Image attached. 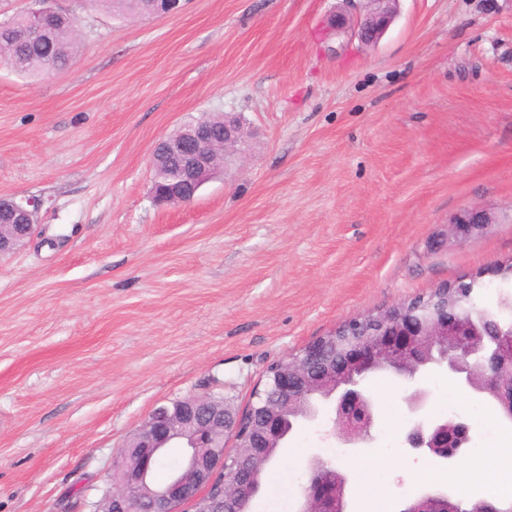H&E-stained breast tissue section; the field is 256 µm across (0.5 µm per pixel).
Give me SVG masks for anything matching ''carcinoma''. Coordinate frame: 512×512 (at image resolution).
<instances>
[{
    "instance_id": "cac0c4a2",
    "label": "carcinoma",
    "mask_w": 512,
    "mask_h": 512,
    "mask_svg": "<svg viewBox=\"0 0 512 512\" xmlns=\"http://www.w3.org/2000/svg\"><path fill=\"white\" fill-rule=\"evenodd\" d=\"M78 7L123 18L151 14L149 0H78ZM75 24L72 14L59 13L47 20L44 30L33 37L31 18L18 12L0 20V57L18 74L29 78L63 70L81 47ZM469 310L478 322L492 326L512 323V284L507 281L478 284Z\"/></svg>"
}]
</instances>
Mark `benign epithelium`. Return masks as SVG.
<instances>
[{"label":"benign epithelium","instance_id":"benign-epithelium-1","mask_svg":"<svg viewBox=\"0 0 512 512\" xmlns=\"http://www.w3.org/2000/svg\"><path fill=\"white\" fill-rule=\"evenodd\" d=\"M399 0H364L357 36L375 45L391 25ZM223 133L215 135L208 119L180 127L154 151L152 169L177 167L172 195L154 194L160 203L191 201L200 187L216 174L214 156L228 161L241 155L243 122L234 113L221 116ZM43 201L27 197L12 200L7 222L0 225V253L13 251L35 230ZM495 216L472 207L450 220L451 234L461 242L479 237ZM512 274V260L494 264L468 278L435 287L437 293L398 302L371 311L307 344L299 353L276 365L275 399L258 408V417L236 414L212 394L191 396L156 407L135 430L112 462V486L98 508L104 512H245L248 497L258 490L257 476L288 436L282 426L283 410L300 418H314L317 403L329 402L335 414L333 436L342 448L362 452L373 441L378 419L366 379L391 372L412 387L406 401L412 415L405 451L432 460L451 471L470 455L473 442L468 418L427 415L428 375L446 368L458 388L494 401L504 417L512 419V327L499 328L497 353L485 346V333L471 325L465 301L473 286L491 276ZM352 340L339 350V363L319 365L324 346L336 337ZM231 437L233 445L224 447ZM184 451L182 465L162 484L153 481L154 466L168 448ZM307 482L297 512H349V479L314 456L307 465ZM475 502L463 504L448 497V490L431 485L406 498L398 512H476Z\"/></svg>","mask_w":512,"mask_h":512}]
</instances>
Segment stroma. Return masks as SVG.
I'll return each instance as SVG.
<instances>
[{"mask_svg":"<svg viewBox=\"0 0 512 512\" xmlns=\"http://www.w3.org/2000/svg\"><path fill=\"white\" fill-rule=\"evenodd\" d=\"M345 0H189L177 15H78L71 65L0 60V198L43 201L0 257V512H94L157 405L223 383L244 411L267 368L364 313L512 257V0H400L382 39L338 34ZM241 115L247 160L189 203L151 194L156 143ZM498 221L460 243L450 219ZM430 412L501 422L430 381ZM383 512L419 490L397 382H369ZM328 416L298 425L254 503L298 508L294 450L352 470Z\"/></svg>","mask_w":512,"mask_h":512,"instance_id":"35a3bbf8","label":"stroma"}]
</instances>
